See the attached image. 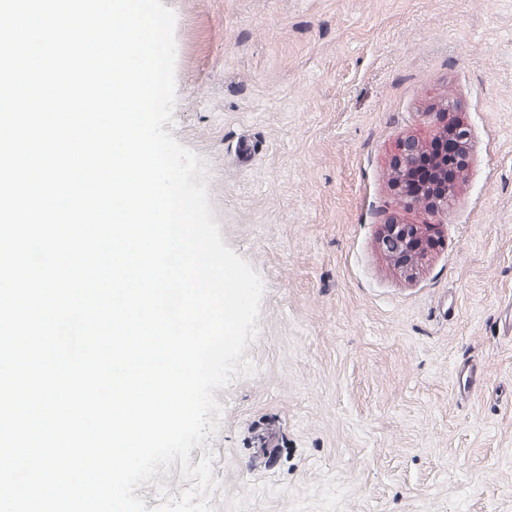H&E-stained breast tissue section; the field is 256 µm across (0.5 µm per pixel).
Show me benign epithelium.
Listing matches in <instances>:
<instances>
[{
  "mask_svg": "<svg viewBox=\"0 0 512 512\" xmlns=\"http://www.w3.org/2000/svg\"><path fill=\"white\" fill-rule=\"evenodd\" d=\"M426 136L402 137L389 163L390 188L414 218L381 225L377 247L393 269L413 277L442 243L448 197L466 179L472 132L454 106L443 102L429 113Z\"/></svg>",
  "mask_w": 512,
  "mask_h": 512,
  "instance_id": "benign-epithelium-1",
  "label": "benign epithelium"
}]
</instances>
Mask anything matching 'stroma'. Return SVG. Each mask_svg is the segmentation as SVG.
Returning a JSON list of instances; mask_svg holds the SVG:
<instances>
[{
    "label": "stroma",
    "mask_w": 512,
    "mask_h": 512,
    "mask_svg": "<svg viewBox=\"0 0 512 512\" xmlns=\"http://www.w3.org/2000/svg\"><path fill=\"white\" fill-rule=\"evenodd\" d=\"M168 130L264 290L214 396L215 512H512V0H162ZM452 98L469 178L414 277L386 169ZM484 370L479 387L463 382Z\"/></svg>",
    "instance_id": "obj_1"
}]
</instances>
